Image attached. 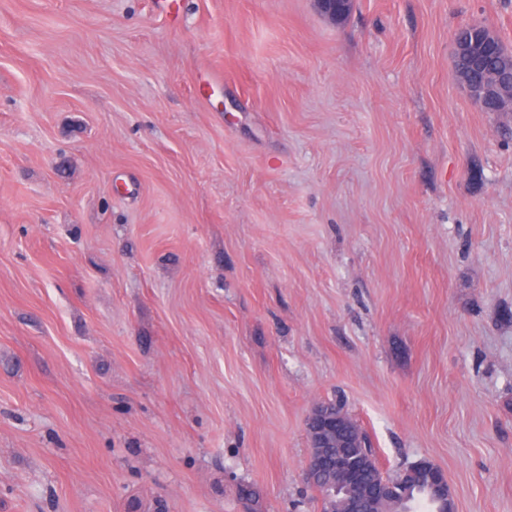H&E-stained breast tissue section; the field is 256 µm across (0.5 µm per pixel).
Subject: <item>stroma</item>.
Wrapping results in <instances>:
<instances>
[{"label": "stroma", "instance_id": "1", "mask_svg": "<svg viewBox=\"0 0 512 512\" xmlns=\"http://www.w3.org/2000/svg\"><path fill=\"white\" fill-rule=\"evenodd\" d=\"M512 0H0V512H321L306 419L512 512ZM482 38L491 61L483 64L472 57L467 38L463 34ZM454 67L462 87L482 108L488 105L496 112L511 111L512 52L506 50L500 39L485 25L471 23L461 27L454 38Z\"/></svg>", "mask_w": 512, "mask_h": 512}]
</instances>
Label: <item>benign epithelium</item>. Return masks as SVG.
Returning <instances> with one entry per match:
<instances>
[{"label": "benign epithelium", "mask_w": 512, "mask_h": 512, "mask_svg": "<svg viewBox=\"0 0 512 512\" xmlns=\"http://www.w3.org/2000/svg\"><path fill=\"white\" fill-rule=\"evenodd\" d=\"M454 67L462 87L480 107L496 112L512 110V52L485 25L471 23L461 27L454 38ZM343 416L325 405L315 406L306 422L309 451L306 477L310 481L324 474L331 481L348 478L351 462L338 452L331 453V442L343 446Z\"/></svg>", "instance_id": "benign-epithelium-1"}]
</instances>
